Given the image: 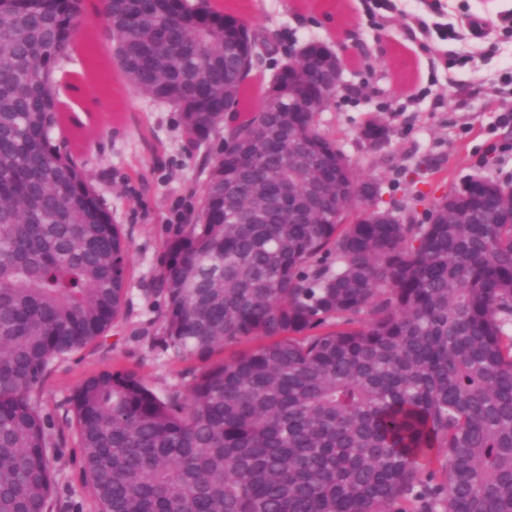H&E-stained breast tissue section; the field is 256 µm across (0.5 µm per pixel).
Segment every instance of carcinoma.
<instances>
[{"label": "carcinoma", "instance_id": "cac0c4a2", "mask_svg": "<svg viewBox=\"0 0 512 512\" xmlns=\"http://www.w3.org/2000/svg\"><path fill=\"white\" fill-rule=\"evenodd\" d=\"M85 0H0V512H53L64 442L35 396L53 361L121 314L131 246L52 133ZM100 0L130 88L220 140L199 207L165 246L163 343L210 358L265 343L160 395L106 370L67 400L98 512H512V187L376 207L303 111L306 42L237 116L244 22L201 0ZM234 103L224 112V99ZM321 185L305 222L257 224L269 181ZM356 203L360 220L340 216ZM368 321H361V316ZM438 463L421 480L426 463Z\"/></svg>", "mask_w": 512, "mask_h": 512}]
</instances>
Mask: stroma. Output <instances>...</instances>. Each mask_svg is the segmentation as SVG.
<instances>
[{
	"instance_id": "1",
	"label": "stroma",
	"mask_w": 512,
	"mask_h": 512,
	"mask_svg": "<svg viewBox=\"0 0 512 512\" xmlns=\"http://www.w3.org/2000/svg\"><path fill=\"white\" fill-rule=\"evenodd\" d=\"M213 6L267 36L277 47L248 78L260 95L276 64L309 41L344 49L348 90L319 113L351 165L382 183L381 206L422 223L427 204L473 177L512 186V31L502 15L512 0H212ZM98 0H88L91 49L69 63L103 62L100 77L62 91L73 122L58 131L76 141L78 159L113 223L132 246L123 314L98 341L56 360L44 381L43 407L66 428L63 402L89 376L128 368L157 393L189 394L207 363L165 348L161 300L152 294L176 227L197 209L206 177L202 152L185 142L176 112L134 92L103 31ZM455 27L456 39L445 38ZM390 130L372 146L360 137L370 119ZM55 512H97L74 438L58 448Z\"/></svg>"
}]
</instances>
